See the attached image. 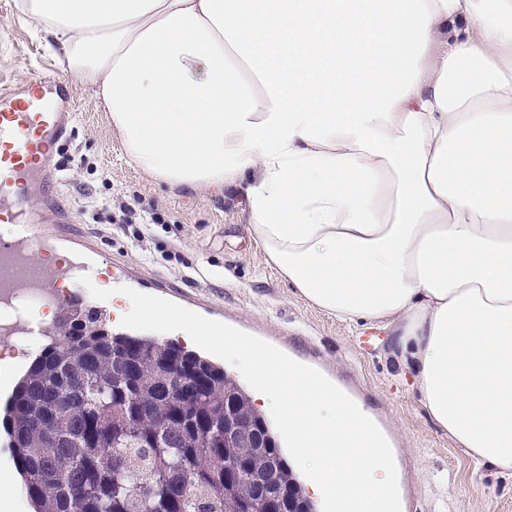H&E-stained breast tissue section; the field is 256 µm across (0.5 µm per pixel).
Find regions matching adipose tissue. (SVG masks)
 Masks as SVG:
<instances>
[{"mask_svg":"<svg viewBox=\"0 0 512 512\" xmlns=\"http://www.w3.org/2000/svg\"><path fill=\"white\" fill-rule=\"evenodd\" d=\"M129 163L243 192L295 294L386 331L455 447L512 475V0H18ZM119 321L172 312L98 282Z\"/></svg>","mask_w":512,"mask_h":512,"instance_id":"obj_1","label":"adipose tissue"}]
</instances>
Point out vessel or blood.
I'll list each match as a JSON object with an SVG mask.
<instances>
[{
    "label": "vessel or blood",
    "instance_id": "1",
    "mask_svg": "<svg viewBox=\"0 0 512 512\" xmlns=\"http://www.w3.org/2000/svg\"><path fill=\"white\" fill-rule=\"evenodd\" d=\"M72 124V112L54 108L45 95L0 91V142L11 147L10 154L0 158V222L20 227L13 239L0 240L2 302L17 294L53 297L66 281L92 275L90 264L75 251L53 263L42 259L57 251L67 209L53 202L50 211L39 214L28 206L34 191L53 197V151L69 139Z\"/></svg>",
    "mask_w": 512,
    "mask_h": 512
}]
</instances>
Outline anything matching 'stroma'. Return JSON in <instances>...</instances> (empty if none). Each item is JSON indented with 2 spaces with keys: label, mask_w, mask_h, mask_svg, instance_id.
Listing matches in <instances>:
<instances>
[{
  "label": "stroma",
  "mask_w": 512,
  "mask_h": 512,
  "mask_svg": "<svg viewBox=\"0 0 512 512\" xmlns=\"http://www.w3.org/2000/svg\"><path fill=\"white\" fill-rule=\"evenodd\" d=\"M16 2L0 0V19L10 21L0 28V88H28L53 71L75 100L71 137L57 155L71 171L57 186L73 218L65 233L91 241L101 266L126 265L169 286L172 302L193 304L319 369L389 441L402 512H512V477L475 464L432 423L386 357L384 332L341 322L299 298L252 239L242 193L173 189L129 165L101 103L46 49L36 21L19 17ZM104 198L158 210L164 221L137 241L135 225L111 223L98 208Z\"/></svg>",
  "instance_id": "stroma-1"
}]
</instances>
